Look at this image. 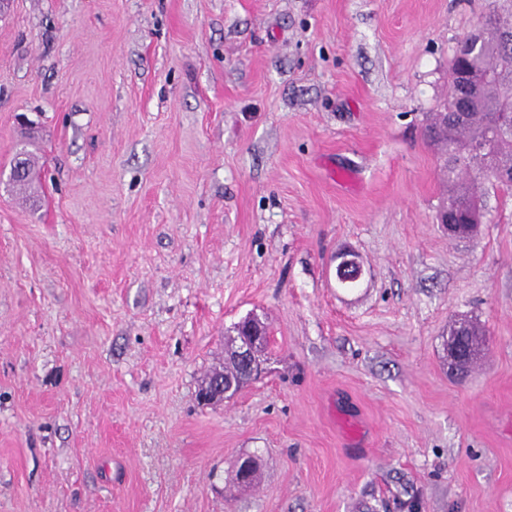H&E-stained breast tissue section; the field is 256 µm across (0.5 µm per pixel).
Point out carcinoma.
Segmentation results:
<instances>
[{
    "instance_id": "obj_1",
    "label": "carcinoma",
    "mask_w": 512,
    "mask_h": 512,
    "mask_svg": "<svg viewBox=\"0 0 512 512\" xmlns=\"http://www.w3.org/2000/svg\"><path fill=\"white\" fill-rule=\"evenodd\" d=\"M512 19L497 14L488 24L483 45L478 52H462V62L480 67L485 72L499 74L503 81L492 85L478 101L472 102L460 92L457 83L449 85L448 106L446 112L438 113L435 121L427 128L428 137L436 143L444 158V167L448 168V186L455 192L448 197V218L457 224L464 223L465 208L479 199L474 177L490 178L494 168L485 163L477 154H466L462 148L472 140L476 128L484 124L489 114L499 111L502 98L512 94ZM455 112H470L472 118L466 125L452 119ZM227 357L224 368L211 372L202 382L209 386L214 380H224V389L234 396L244 386L243 375L235 360V339L227 337Z\"/></svg>"
}]
</instances>
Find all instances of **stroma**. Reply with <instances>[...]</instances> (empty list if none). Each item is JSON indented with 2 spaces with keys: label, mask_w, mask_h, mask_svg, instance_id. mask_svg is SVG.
<instances>
[{
  "label": "stroma",
  "mask_w": 512,
  "mask_h": 512,
  "mask_svg": "<svg viewBox=\"0 0 512 512\" xmlns=\"http://www.w3.org/2000/svg\"><path fill=\"white\" fill-rule=\"evenodd\" d=\"M493 10L512 0H11L0 512H512V193L484 180L480 235L450 238L425 136ZM249 313L265 377L201 405ZM461 319L485 343L462 379ZM333 263L336 281L342 287L359 282L364 275L358 256L351 250L338 251ZM468 332L474 336L469 324L458 322L454 334L448 336V367L460 374L474 361L482 345L473 342L471 337L467 336Z\"/></svg>",
  "instance_id": "35a3bbf8"
}]
</instances>
